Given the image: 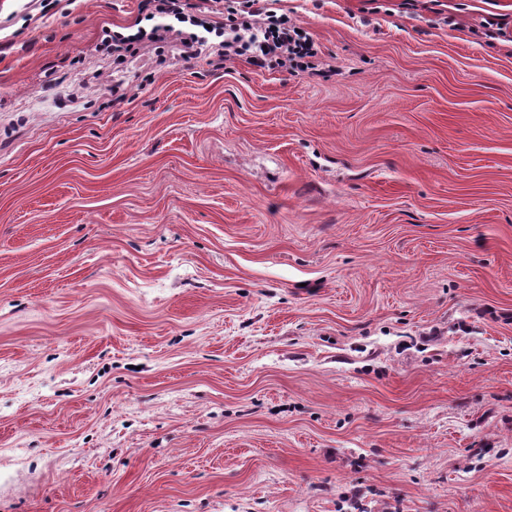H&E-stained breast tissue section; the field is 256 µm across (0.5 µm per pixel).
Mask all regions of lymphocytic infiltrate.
Here are the masks:
<instances>
[{"mask_svg":"<svg viewBox=\"0 0 512 512\" xmlns=\"http://www.w3.org/2000/svg\"><path fill=\"white\" fill-rule=\"evenodd\" d=\"M142 9L154 22L152 30L129 35L113 30L103 39L100 48L111 55L113 64H123L137 44L147 41L169 44L175 58L183 61L198 59L212 49L221 60L242 57L259 71L316 69L314 41L287 17L277 15L270 0H224L223 24L208 22L201 0H144ZM172 59L161 55L155 64L166 68Z\"/></svg>","mask_w":512,"mask_h":512,"instance_id":"f902f5d3","label":"lymphocytic infiltrate"}]
</instances>
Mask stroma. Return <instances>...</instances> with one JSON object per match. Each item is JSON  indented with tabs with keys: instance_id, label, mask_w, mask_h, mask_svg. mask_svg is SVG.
<instances>
[{
	"instance_id": "stroma-1",
	"label": "stroma",
	"mask_w": 512,
	"mask_h": 512,
	"mask_svg": "<svg viewBox=\"0 0 512 512\" xmlns=\"http://www.w3.org/2000/svg\"><path fill=\"white\" fill-rule=\"evenodd\" d=\"M277 6L116 101L0 0V512H512V0Z\"/></svg>"
}]
</instances>
